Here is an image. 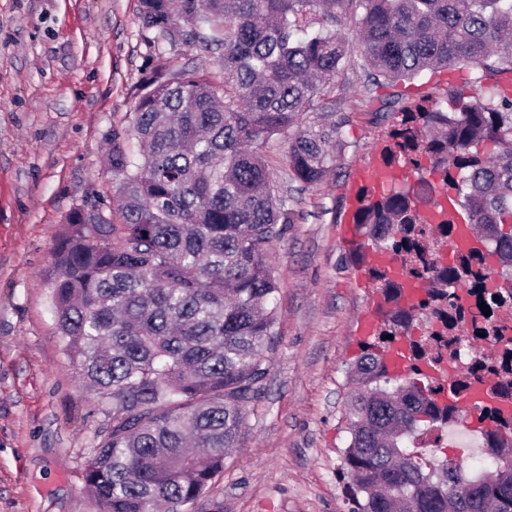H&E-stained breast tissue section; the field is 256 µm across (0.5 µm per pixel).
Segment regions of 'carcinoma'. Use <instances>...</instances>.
Wrapping results in <instances>:
<instances>
[{"label": "carcinoma", "mask_w": 512, "mask_h": 512, "mask_svg": "<svg viewBox=\"0 0 512 512\" xmlns=\"http://www.w3.org/2000/svg\"><path fill=\"white\" fill-rule=\"evenodd\" d=\"M140 15L159 41L182 22L190 38L207 27L223 73L143 80L108 154L120 222L77 209L54 249L63 351L112 406L83 474L97 512H185L224 471L270 365L279 288L268 250L293 222L288 184L328 171L338 125L319 99L351 66L391 118L384 163L418 178L357 194L352 255L379 300L351 369L349 512H512L501 409L512 404V287L491 289L488 316L466 304L477 279L512 283V88L495 80L512 73V0H140ZM349 22L355 44L340 34ZM458 64L478 72L482 97L450 89L396 108L400 84ZM279 150L278 178L266 153ZM459 224L482 231L488 251L462 246ZM370 249L393 255L400 276L366 264ZM411 281L426 287L410 300ZM468 314L469 339L494 354L446 389L427 374L442 363L434 342H458ZM397 345L405 372L393 377L384 353ZM480 370L495 377L478 419L496 465L472 479L407 443L464 424L448 396L468 395Z\"/></svg>", "instance_id": "cac0c4a2"}]
</instances>
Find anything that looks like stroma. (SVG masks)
Listing matches in <instances>:
<instances>
[{
  "label": "stroma",
  "mask_w": 512,
  "mask_h": 512,
  "mask_svg": "<svg viewBox=\"0 0 512 512\" xmlns=\"http://www.w3.org/2000/svg\"><path fill=\"white\" fill-rule=\"evenodd\" d=\"M153 37L139 0H0V512H95L83 470L111 407L63 351L48 278L69 213L116 207L106 151L142 78L220 69L202 41ZM363 82L348 70L325 90L335 159L322 182L296 191L294 222L269 250L276 340L213 486L224 512H348V369L356 321L376 296L342 221L357 168L390 126ZM210 499L188 512H210Z\"/></svg>",
  "instance_id": "stroma-1"
}]
</instances>
